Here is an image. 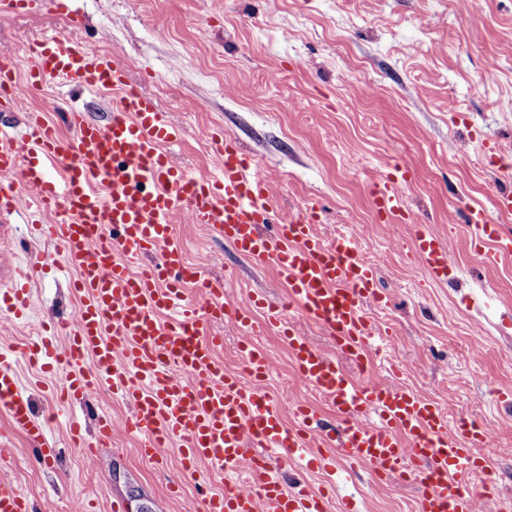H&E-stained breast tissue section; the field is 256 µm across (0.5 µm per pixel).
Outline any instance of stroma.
<instances>
[{"instance_id": "stroma-1", "label": "stroma", "mask_w": 512, "mask_h": 512, "mask_svg": "<svg viewBox=\"0 0 512 512\" xmlns=\"http://www.w3.org/2000/svg\"><path fill=\"white\" fill-rule=\"evenodd\" d=\"M85 30L97 53L120 56L132 87L153 98L183 130L171 153L194 174L215 172L210 133L232 135L241 149L262 158L284 212L308 204L322 213L319 232L331 241L350 231L378 266V287L388 305L365 311L385 329L371 347L363 378L401 385L436 400L449 421L484 424L493 444L497 483L512 498V403L498 400L512 385V254L485 263L463 214L492 209L505 183L487 165L490 148L512 157V0H42L28 14L0 16V55H11L47 34L64 33L71 21ZM194 67H187V60ZM493 81H484L488 65ZM279 80L271 84L268 72ZM17 81L24 110L0 112V126L28 137L30 113L63 140L72 131L62 109L100 120L112 110L109 91L83 92L62 78L28 87ZM409 170L403 188L406 219L380 217L370 189L393 166ZM32 193L19 192V209L0 242V262L29 276L30 309L22 320L0 315V361L17 373L38 414L52 417L44 456L10 428L0 412L4 474L18 484L37 512H69L77 500L98 512L120 502L126 512H203L201 489L224 490V474L206 466L186 471L178 441L156 458L143 456L144 438L128 421L122 394L103 388L69 406L50 392L56 377L41 373L24 349L45 322L66 336L79 298L77 270L54 241L34 238ZM53 223V216L40 217ZM445 238L448 277L433 279L413 255L417 225ZM170 246L196 260L202 278L224 282L225 302L242 305L251 294L282 305L286 321L316 346L331 350L330 336L291 303L289 289L271 263L237 254L217 227L194 223L186 208L173 217ZM256 313L255 342L271 356L270 374L254 386L267 393L287 425L305 403L335 422L336 410L306 382L296 380L287 341ZM201 338L218 336V362L230 373L241 367L243 328L199 318ZM114 427L102 454L88 458L69 433L79 417L95 435L101 416ZM310 470L281 460L288 489L316 491L335 479L331 512L353 501L358 512H416L415 482H374L369 465L345 475Z\"/></svg>"}]
</instances>
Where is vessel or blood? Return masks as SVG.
Instances as JSON below:
<instances>
[{
    "instance_id": "b4317fda",
    "label": "vessel or blood",
    "mask_w": 512,
    "mask_h": 512,
    "mask_svg": "<svg viewBox=\"0 0 512 512\" xmlns=\"http://www.w3.org/2000/svg\"><path fill=\"white\" fill-rule=\"evenodd\" d=\"M80 33L74 23L67 36L38 42L28 80L36 85L74 78L120 94L108 122L66 112L74 132L66 142L43 127L21 145L0 132V172L20 180L0 185V219L15 210L17 186L32 189L39 212L58 217L56 223L36 225V232L58 242L78 270L73 286L81 301L66 341L57 343L48 333L27 347L30 361L48 357L62 368L55 387L61 400L79 403L107 385L122 392L133 408L130 426L144 435L142 453L148 457L157 456L167 439L181 437L186 469L210 464L227 477L223 493L205 495V512H329L328 493L284 486L277 464L282 453L324 470L340 455L353 465L369 464L378 481L415 477L417 512H478L482 504L490 512H512V501L499 497L494 481L476 486L465 481L485 468L483 450L491 445L485 427L463 419L456 433H449L448 415L433 400L404 386L354 382L334 356L296 333L280 307L262 297L252 296L247 306L233 310L219 304L223 281L201 279L198 267L168 244L179 206L188 207L195 223L218 225L239 255L271 261L291 300L358 370H366L369 346L382 336L365 312L367 303L384 300L377 264L357 240L324 242L313 205L279 219L281 200L270 191L262 164L247 160L230 137L210 139L216 174L198 178L177 167L166 147L181 139V128L130 86L119 56L86 50ZM16 71L15 60L0 62V92L7 94L11 112L21 104L14 93ZM59 155L69 161L68 176L60 181L49 170ZM91 175L106 182V192L89 189ZM406 181L401 172L374 186L380 214L404 216ZM467 221L486 246V263L512 251V237L503 236L484 209H471ZM153 249L159 259L132 274L128 257ZM413 252L434 279L446 276L444 239L419 229ZM189 283L199 284L210 298L203 309L210 319L228 318L249 329L253 311L261 309L269 324L280 326L298 374L333 403L341 421L327 434L326 449L315 448L311 438L313 408L298 406L297 425L286 426L271 399L216 361L215 340L198 336L202 309L185 299ZM29 295L25 278H10L0 288V310L20 316ZM169 310L176 311V319L161 323V313ZM239 349L253 377L269 374L271 360L263 348L247 338ZM0 410L29 442H45L49 419L35 414L17 374L4 363ZM30 509L16 484L0 477V512Z\"/></svg>"
}]
</instances>
